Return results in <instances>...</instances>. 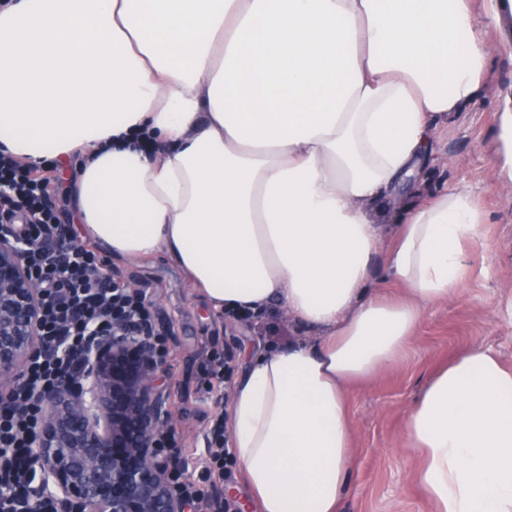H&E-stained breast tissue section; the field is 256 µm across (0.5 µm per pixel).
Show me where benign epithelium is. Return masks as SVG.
Wrapping results in <instances>:
<instances>
[{
	"label": "benign epithelium",
	"instance_id": "7a95c632",
	"mask_svg": "<svg viewBox=\"0 0 512 512\" xmlns=\"http://www.w3.org/2000/svg\"><path fill=\"white\" fill-rule=\"evenodd\" d=\"M26 248L0 236V400L40 345V292ZM165 373L147 337L118 329L93 347L82 378L42 395L34 462L61 512H185L158 443L173 429L160 389Z\"/></svg>",
	"mask_w": 512,
	"mask_h": 512
}]
</instances>
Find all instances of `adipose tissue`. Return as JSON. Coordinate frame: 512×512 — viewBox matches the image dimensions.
Listing matches in <instances>:
<instances>
[{
  "instance_id": "obj_1",
  "label": "adipose tissue",
  "mask_w": 512,
  "mask_h": 512,
  "mask_svg": "<svg viewBox=\"0 0 512 512\" xmlns=\"http://www.w3.org/2000/svg\"><path fill=\"white\" fill-rule=\"evenodd\" d=\"M492 55L468 0L0 6V153L75 166L82 231L112 256L164 254L214 310L277 305L302 328L252 353L232 398L261 512H338L355 385L466 278L484 222L468 192L407 206L391 238L381 218ZM379 256L403 297L374 288ZM405 436L434 512H512V368L490 349L432 375Z\"/></svg>"
}]
</instances>
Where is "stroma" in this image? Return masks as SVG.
Here are the masks:
<instances>
[{
    "instance_id": "1",
    "label": "stroma",
    "mask_w": 512,
    "mask_h": 512,
    "mask_svg": "<svg viewBox=\"0 0 512 512\" xmlns=\"http://www.w3.org/2000/svg\"><path fill=\"white\" fill-rule=\"evenodd\" d=\"M478 33L496 46L483 96L433 135L420 174L428 192L465 189L485 214L484 242L476 246L473 268L453 299L425 310L408 357L360 383L353 395L355 468L340 512H432L416 474L420 459L404 438L405 420L425 383L439 367L468 347L482 345L512 366V183L495 175L501 148L499 115L512 99V26L474 0ZM125 281L146 291L157 328L168 331L169 354L163 390L177 415L176 430L186 448L188 473L200 477L212 422L228 417L229 390L244 375L246 351L287 345L299 330L279 308L261 318L216 315L165 257L129 262L109 260ZM231 355L222 392L200 388L202 368L212 353ZM237 512H261L234 458L210 489Z\"/></svg>"
}]
</instances>
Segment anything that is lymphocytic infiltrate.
Returning a JSON list of instances; mask_svg holds the SVG:
<instances>
[{
    "label": "lymphocytic infiltrate",
    "mask_w": 512,
    "mask_h": 512,
    "mask_svg": "<svg viewBox=\"0 0 512 512\" xmlns=\"http://www.w3.org/2000/svg\"><path fill=\"white\" fill-rule=\"evenodd\" d=\"M51 179L49 168L0 154V234L29 241L28 271L43 293L42 348L22 368L11 400L0 402V512H58L33 463L38 392L77 379L88 351L120 325L139 328L160 355L168 353L165 335L153 329L145 294L115 278L96 249L78 240L72 225L61 223L48 192ZM163 444L173 459L178 491L198 512H210L203 486L186 474L178 436H166Z\"/></svg>",
    "instance_id": "lymphocytic-infiltrate-1"
}]
</instances>
